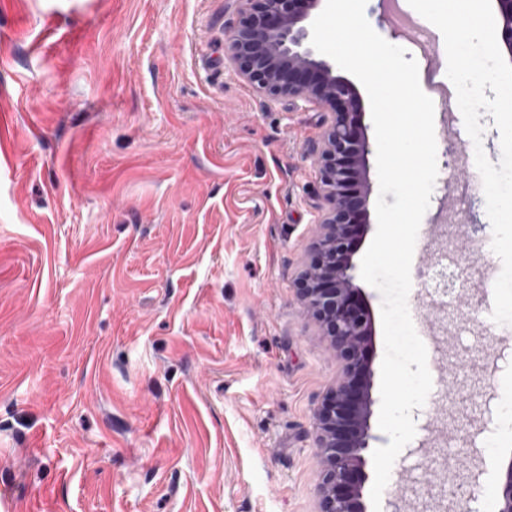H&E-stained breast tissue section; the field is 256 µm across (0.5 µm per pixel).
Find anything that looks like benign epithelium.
Here are the masks:
<instances>
[{
    "mask_svg": "<svg viewBox=\"0 0 512 512\" xmlns=\"http://www.w3.org/2000/svg\"><path fill=\"white\" fill-rule=\"evenodd\" d=\"M238 25L225 34L228 59L251 84L271 96L288 95L331 108L317 157V223L324 232L312 247V262L297 288L300 299L329 338L342 362L334 386L318 409V448L323 462L319 512H366L364 452L371 432V369L363 359L373 324L368 309L352 301L356 264L345 252V233L367 212L372 145L360 128L353 87L335 74V65L311 45L309 20L322 0H241ZM500 51L512 62V0H491ZM481 225L464 223L461 248L471 252ZM497 512H512V459L503 464Z\"/></svg>",
    "mask_w": 512,
    "mask_h": 512,
    "instance_id": "1",
    "label": "benign epithelium"
}]
</instances>
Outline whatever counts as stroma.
Returning <instances> with one entry per match:
<instances>
[{
  "instance_id": "1",
  "label": "stroma",
  "mask_w": 512,
  "mask_h": 512,
  "mask_svg": "<svg viewBox=\"0 0 512 512\" xmlns=\"http://www.w3.org/2000/svg\"><path fill=\"white\" fill-rule=\"evenodd\" d=\"M239 0H0V512H318L317 411L339 366L298 298L311 258L313 149L329 108L269 97L224 57ZM366 17L420 70L441 32ZM433 97L438 153L472 154L456 96ZM471 170L442 166L418 233L408 307L432 390L391 473L444 512H485L512 436V324L484 233L461 259L475 320L419 288L453 249ZM366 360L384 354L378 290ZM470 392L447 394L449 359ZM475 453L473 478L457 456Z\"/></svg>"
}]
</instances>
